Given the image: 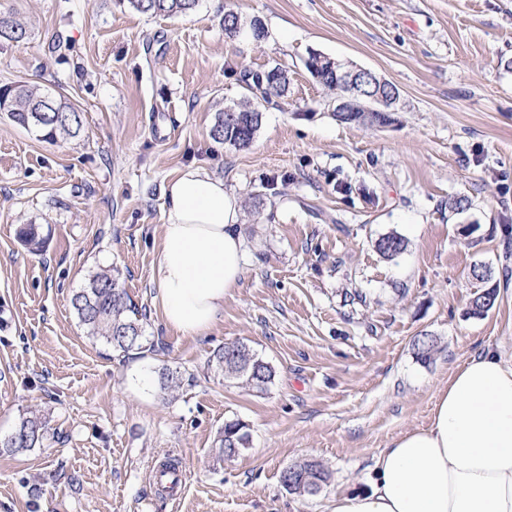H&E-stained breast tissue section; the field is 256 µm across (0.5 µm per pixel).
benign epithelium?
<instances>
[{
    "mask_svg": "<svg viewBox=\"0 0 512 512\" xmlns=\"http://www.w3.org/2000/svg\"><path fill=\"white\" fill-rule=\"evenodd\" d=\"M336 73L339 81L336 88L337 106L352 112H379L381 108L393 105L398 99L395 89L374 72L360 67H341Z\"/></svg>",
    "mask_w": 512,
    "mask_h": 512,
    "instance_id": "1",
    "label": "benign epithelium"
}]
</instances>
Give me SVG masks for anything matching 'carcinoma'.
I'll use <instances>...</instances> for the list:
<instances>
[{"label": "carcinoma", "mask_w": 512, "mask_h": 512, "mask_svg": "<svg viewBox=\"0 0 512 512\" xmlns=\"http://www.w3.org/2000/svg\"><path fill=\"white\" fill-rule=\"evenodd\" d=\"M129 8L150 16H180L193 11L199 0H125ZM6 19L0 23V41L20 43L26 39V29L12 14H1ZM224 34L237 37L242 29L241 17L232 9L224 11L222 18ZM306 67L312 76L328 90L336 89L335 71L318 57H311ZM247 86L270 101L281 97L288 89V73L278 67L264 72L248 73ZM0 112L12 122L42 134L51 141L58 138H76L83 132L81 112L65 98L55 97L26 84L0 87ZM262 113L250 100L244 99L233 106V111L217 114L211 129L212 138L238 150L251 146L261 125ZM379 252L393 258L402 253L405 240L397 234L385 235L378 240ZM71 307L85 327L87 335L101 341L112 350L124 355H138L155 350L154 343L144 336L139 311L120 280L116 269H103L92 275L86 285L75 292ZM417 357L427 362L435 351V341L423 336L415 342ZM212 365L220 370L226 380L263 391L272 384L275 372L269 363L258 358L244 343L227 345L214 351ZM45 423L41 417L32 415L20 420L8 440L0 447L9 453H21L42 444ZM217 442L224 457L238 456L249 444L246 426L238 420L227 421L220 431ZM281 483L290 493L314 495L329 483V473L316 461H300L286 467L281 474Z\"/></svg>", "instance_id": "cac0c4a2"}]
</instances>
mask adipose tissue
Here are the masks:
<instances>
[{
	"label": "adipose tissue",
	"mask_w": 512,
	"mask_h": 512,
	"mask_svg": "<svg viewBox=\"0 0 512 512\" xmlns=\"http://www.w3.org/2000/svg\"><path fill=\"white\" fill-rule=\"evenodd\" d=\"M156 269L163 315L200 336L244 271L241 209L223 178L189 167L172 178ZM328 512H512V361L486 350L442 389L428 427L375 460L367 488L333 496Z\"/></svg>",
	"instance_id": "1"
}]
</instances>
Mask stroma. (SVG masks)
<instances>
[{"label":"stroma","instance_id":"1","mask_svg":"<svg viewBox=\"0 0 512 512\" xmlns=\"http://www.w3.org/2000/svg\"><path fill=\"white\" fill-rule=\"evenodd\" d=\"M267 37L224 35L199 0L169 18L121 0H0L27 30L0 42V86L69 98L84 131L54 142L0 114V440L30 413L42 446L0 451V512H323L366 485L375 458L426 428L442 388L485 348L512 359V280L470 313L512 237V0H223ZM317 52L375 72L400 97L386 128L336 119L305 66ZM287 71L259 103L245 150L215 142L218 112L249 97L243 72ZM190 166L242 208L244 273L212 327L165 322L156 268L164 188ZM467 198L450 212L449 199ZM36 225L33 252L18 238ZM395 233L393 259L376 248ZM119 267L158 349L117 357L85 334L70 298ZM433 337L429 362L415 342ZM247 344L275 371L258 392L227 382L213 351ZM179 372L162 389L160 368ZM249 445L224 458L226 421ZM177 459L170 501L153 472ZM330 474L314 496L281 484L290 463Z\"/></svg>","mask_w":512,"mask_h":512}]
</instances>
